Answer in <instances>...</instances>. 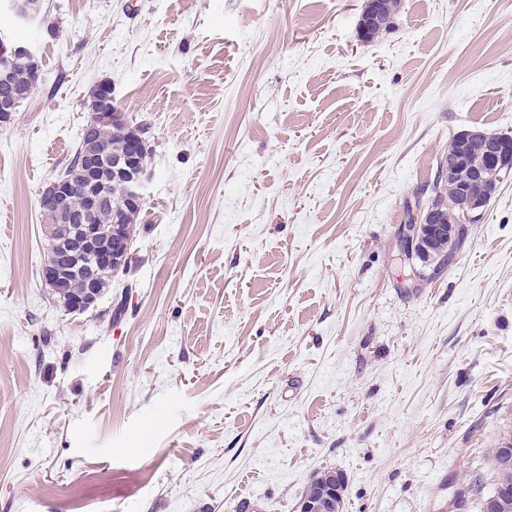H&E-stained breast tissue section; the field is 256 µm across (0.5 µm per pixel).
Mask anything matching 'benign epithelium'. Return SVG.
Listing matches in <instances>:
<instances>
[{
	"instance_id": "1",
	"label": "benign epithelium",
	"mask_w": 512,
	"mask_h": 512,
	"mask_svg": "<svg viewBox=\"0 0 512 512\" xmlns=\"http://www.w3.org/2000/svg\"><path fill=\"white\" fill-rule=\"evenodd\" d=\"M4 7L21 20L39 18V5L31 0H8ZM392 13L380 0H364L359 31L390 29ZM19 55L27 56L33 64V79L25 90H15L0 98V126L7 127L14 112L27 100L40 78L37 56L27 44L0 45V79H6L9 66ZM85 133L91 134L102 126L127 129L129 122L125 113L112 108V84L102 81L97 84L90 104ZM131 147L125 153L112 155V174L115 184L87 191L85 207L74 206L76 185L49 182L41 191L38 202L40 211L52 214L57 223L45 227L49 250L42 266V280L54 293L61 294L67 309L73 313H84L95 307L104 293L100 279V268L119 270L134 258L132 244L126 238L120 224H88L85 214L112 204L116 196L132 206H143L145 188L152 173L144 167L138 156L137 132L127 133ZM472 169L471 178L457 188L455 198L447 203L434 201L424 207L409 225L403 252L420 255L428 261L437 259L439 243L448 241V251H453L460 228L472 223L478 211L485 206L488 186L512 173V141L507 138L494 139L478 131L458 134L448 145L446 175L451 176L461 169ZM345 480L335 472L325 473L319 479V493L304 498L299 512H338ZM512 502V484L499 486L497 495L488 501L485 512H503V507Z\"/></svg>"
}]
</instances>
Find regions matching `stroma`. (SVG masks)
I'll use <instances>...</instances> for the list:
<instances>
[{
	"label": "stroma",
	"mask_w": 512,
	"mask_h": 512,
	"mask_svg": "<svg viewBox=\"0 0 512 512\" xmlns=\"http://www.w3.org/2000/svg\"><path fill=\"white\" fill-rule=\"evenodd\" d=\"M0 129V512H480L512 439V177L442 267L399 261L449 142L512 135V0H42ZM110 81L153 178L133 277L67 313L42 187ZM125 311L115 316L116 300ZM381 0H364V6L361 13L359 31L362 34H366L370 29H377L382 31L383 29L389 30L393 25L392 13L389 12L385 6L380 2ZM376 31L368 32V35L364 39L366 42H370L380 35ZM378 35V36H377ZM18 55L27 56L33 64V79L30 85L25 90H14L7 97L0 98V125L1 128H7L11 123L14 112L18 111L20 105L27 100L40 78V67L37 56L28 44H5L1 41V67L0 79H6L9 74V66L15 57ZM324 480L326 484L324 483ZM345 480L335 472H327L319 479V493L304 498L299 504L300 512H338Z\"/></svg>",
	"instance_id": "1"
}]
</instances>
